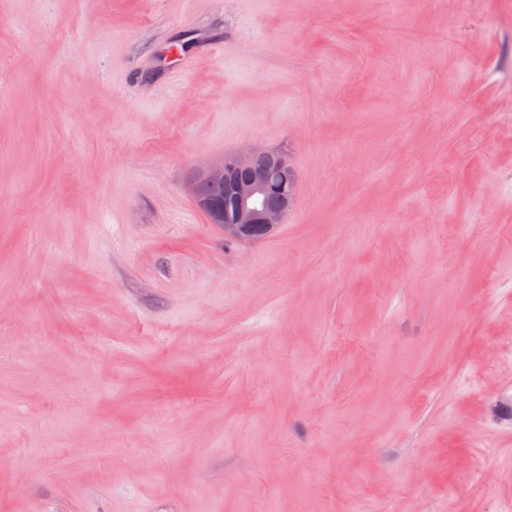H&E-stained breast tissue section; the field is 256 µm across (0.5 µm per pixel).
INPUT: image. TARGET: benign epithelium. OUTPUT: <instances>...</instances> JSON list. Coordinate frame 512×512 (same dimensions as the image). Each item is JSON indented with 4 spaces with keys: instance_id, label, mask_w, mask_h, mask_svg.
Returning a JSON list of instances; mask_svg holds the SVG:
<instances>
[{
    "instance_id": "7a95c632",
    "label": "benign epithelium",
    "mask_w": 512,
    "mask_h": 512,
    "mask_svg": "<svg viewBox=\"0 0 512 512\" xmlns=\"http://www.w3.org/2000/svg\"><path fill=\"white\" fill-rule=\"evenodd\" d=\"M260 160L268 165L257 166ZM286 164L285 154L263 146H247L210 161L197 170L195 179L224 183V198H199L197 203L225 238L239 242L264 238L285 222L297 199L299 179L284 185L276 181V170ZM272 193L279 195L275 204L267 202Z\"/></svg>"
}]
</instances>
